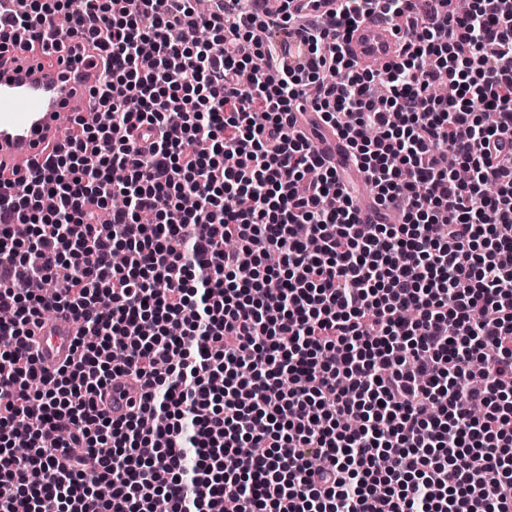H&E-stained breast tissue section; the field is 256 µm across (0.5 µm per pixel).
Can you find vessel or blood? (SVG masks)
Here are the masks:
<instances>
[{
  "label": "vessel or blood",
  "instance_id": "b4317fda",
  "mask_svg": "<svg viewBox=\"0 0 512 512\" xmlns=\"http://www.w3.org/2000/svg\"><path fill=\"white\" fill-rule=\"evenodd\" d=\"M400 45L392 25L378 17L365 20L343 43L346 55L361 68L395 61ZM103 67L102 55L93 50L72 65L19 47L0 55L1 186L41 167L66 134L64 118H79L87 127L98 124L91 93L101 80ZM36 335L39 366L52 372L70 360L77 324L69 313L55 312L40 321ZM124 385L126 396L108 404L111 417L125 415L128 399L141 397L139 383L128 379Z\"/></svg>",
  "mask_w": 512,
  "mask_h": 512
}]
</instances>
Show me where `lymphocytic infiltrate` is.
Segmentation results:
<instances>
[{
    "label": "lymphocytic infiltrate",
    "mask_w": 512,
    "mask_h": 512,
    "mask_svg": "<svg viewBox=\"0 0 512 512\" xmlns=\"http://www.w3.org/2000/svg\"><path fill=\"white\" fill-rule=\"evenodd\" d=\"M10 2L0 54L58 19L112 120L0 192V512H512V0ZM373 14L404 41L361 70ZM47 311L80 324L51 374ZM118 384L125 385V389L128 391V393H122L120 397V391L112 392V387ZM105 390L111 394V397L114 400V402L112 399L110 400L107 408L110 416L114 418L121 417L130 411L126 403L128 398H132L138 404L142 394L140 384L131 380L130 378L115 379L105 387Z\"/></svg>",
    "instance_id": "obj_1"
}]
</instances>
